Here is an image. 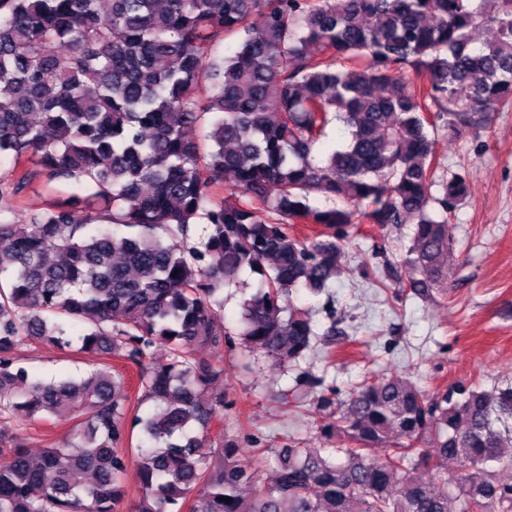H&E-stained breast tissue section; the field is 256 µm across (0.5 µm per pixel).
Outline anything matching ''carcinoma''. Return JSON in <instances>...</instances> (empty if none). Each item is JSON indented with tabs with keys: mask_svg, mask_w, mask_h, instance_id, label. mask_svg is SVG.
Here are the masks:
<instances>
[{
	"mask_svg": "<svg viewBox=\"0 0 512 512\" xmlns=\"http://www.w3.org/2000/svg\"><path fill=\"white\" fill-rule=\"evenodd\" d=\"M491 101L512 109V0H0V201L61 195L23 224L0 208V512H119L134 439L133 512H512V383L341 399L305 369L275 398L341 447L245 468L199 434L224 419L229 336L286 368L336 335L290 296L330 287L352 225H412L399 287L448 293L467 180L437 174L428 129L476 134ZM333 116L349 140L317 163ZM21 344L99 362L45 381ZM77 412L36 459L11 426ZM224 311L223 318L224 324L231 329L238 326L240 320V299L241 295L236 291L235 288H227L224 290Z\"/></svg>",
	"mask_w": 512,
	"mask_h": 512,
	"instance_id": "cac0c4a2",
	"label": "carcinoma"
}]
</instances>
